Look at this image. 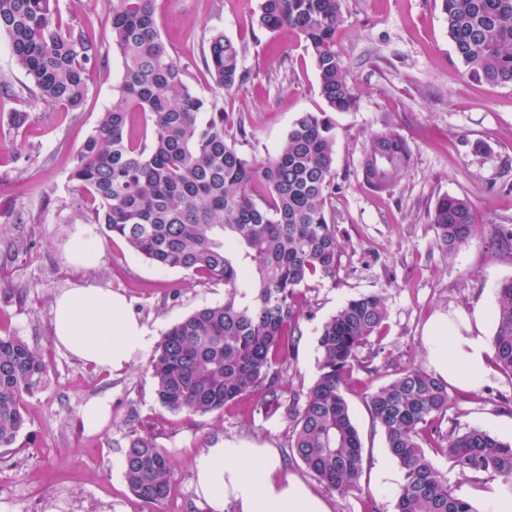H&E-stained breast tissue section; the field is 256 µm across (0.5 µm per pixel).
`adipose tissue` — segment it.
Masks as SVG:
<instances>
[{
	"instance_id": "1",
	"label": "adipose tissue",
	"mask_w": 512,
	"mask_h": 512,
	"mask_svg": "<svg viewBox=\"0 0 512 512\" xmlns=\"http://www.w3.org/2000/svg\"><path fill=\"white\" fill-rule=\"evenodd\" d=\"M483 305L472 312L438 313L427 329L430 369L449 383L475 388L486 375L488 346ZM54 342L98 367L123 369L151 348L152 339L124 298L92 285L64 291L54 307ZM195 490L212 512H331L299 477L283 473L272 448L224 442L195 458Z\"/></svg>"
}]
</instances>
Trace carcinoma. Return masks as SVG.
Wrapping results in <instances>:
<instances>
[{"label":"carcinoma","mask_w":512,"mask_h":512,"mask_svg":"<svg viewBox=\"0 0 512 512\" xmlns=\"http://www.w3.org/2000/svg\"><path fill=\"white\" fill-rule=\"evenodd\" d=\"M448 36L468 73L512 85V0H441ZM101 23L112 36L122 74L112 108L102 113L78 147L70 180L82 191L78 212L122 238L160 268H178L224 282V302L203 307L171 325L157 342L148 370L161 406L206 415L261 391L260 407L284 410L291 427L290 457L320 483L344 495L358 488L362 442L345 390L353 372L370 371L359 353L382 341L387 318L376 293L349 300L318 329L319 373L305 392L282 399L283 369L300 332V288L336 277L340 242L328 213L335 184L334 123L325 112H304L291 124L279 152L247 158L239 143L241 115L194 93L184 68L160 34L155 0H107ZM342 0H263L258 27L298 31L310 50L319 92L332 112L356 104L344 76L336 33ZM0 34L8 37L34 98L79 110L89 73L106 66L101 46L79 23L63 19L56 0H0ZM241 46L213 32L202 64L215 87L230 91L245 78ZM141 113L149 134L133 137L128 117ZM411 163L396 131L373 134L363 151V181L383 192ZM265 188L256 201L253 188ZM437 240L448 250L475 230L466 198L445 195L431 214ZM494 361L512 374V279L498 289L493 312ZM47 372L44 358L16 336H0V447H12L27 424L23 395ZM448 382L409 365L368 396L373 422L404 478L396 512H480L458 496L434 464L430 448L468 479L498 481L512 496V442L472 428L443 436ZM124 477L150 506L169 496L175 477L169 456L132 425L126 434Z\"/></svg>","instance_id":"carcinoma-1"}]
</instances>
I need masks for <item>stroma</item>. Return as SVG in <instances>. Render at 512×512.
I'll list each match as a JSON object with an SVG mask.
<instances>
[{
  "label": "stroma",
  "instance_id": "obj_1",
  "mask_svg": "<svg viewBox=\"0 0 512 512\" xmlns=\"http://www.w3.org/2000/svg\"><path fill=\"white\" fill-rule=\"evenodd\" d=\"M262 0H156L157 21L185 80L199 95L242 114L248 131L241 149L262 160L274 155L302 112H323L318 74L303 37L257 26ZM337 34L344 74L354 87L353 109L332 114L336 188L329 212L342 250L335 279L300 289L301 334L287 362L285 389L304 391L319 373L317 330L352 298L377 293L387 319L375 374L357 371L346 392L363 444L358 489L341 495L289 461L291 428L281 413L258 409L255 392L223 411L192 416L162 407L140 357L119 371L87 364L59 349L52 336L57 296L77 285L123 295L149 336L160 339L172 324L224 300V284L181 269H161L126 242L87 225L75 208L69 179L74 154L112 105L121 60L100 24L106 0H58L64 19L82 24L108 53V65L91 74L81 111L0 94V137L18 149H0V335L16 336L48 363L42 385L24 395L28 425L15 447L0 448V512H210L194 488V460L204 448L227 441L277 449L288 473L326 499L332 512H395L396 492L376 484L377 465L389 460L386 438L367 405L370 392L406 366H426V327L435 313L495 309L500 284L512 278V87L470 76L456 56L439 0H344ZM243 47L244 83L214 90L201 59L213 31ZM27 112L30 125L11 130L10 113ZM392 129L411 150L410 166L389 191L367 186L359 171L374 132ZM485 150H475V142ZM468 198L476 231L446 251L431 214L438 198ZM90 228L91 263L68 253L81 228ZM443 434L479 428L512 441V376L491 368L479 387H450ZM110 400V417L86 430L82 410ZM149 434L170 457L175 483L161 507L146 505L128 487L121 463L129 425Z\"/></svg>",
  "mask_w": 512,
  "mask_h": 512
}]
</instances>
